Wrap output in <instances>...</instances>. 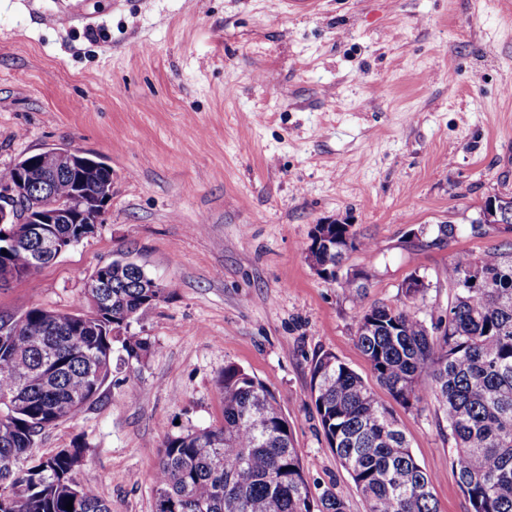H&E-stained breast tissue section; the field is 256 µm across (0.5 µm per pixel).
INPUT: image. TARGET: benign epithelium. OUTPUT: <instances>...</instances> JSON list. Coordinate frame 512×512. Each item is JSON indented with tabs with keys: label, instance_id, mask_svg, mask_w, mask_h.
I'll return each instance as SVG.
<instances>
[{
	"label": "benign epithelium",
	"instance_id": "1",
	"mask_svg": "<svg viewBox=\"0 0 512 512\" xmlns=\"http://www.w3.org/2000/svg\"><path fill=\"white\" fill-rule=\"evenodd\" d=\"M39 168L46 181L58 175L70 179L71 195L64 203H47L34 209H20L30 189L29 175ZM13 178L0 183V226L3 224L26 225L29 236H35L42 242L40 250L33 253L34 260L42 262L50 256L57 257L69 247L76 245L71 241L64 245L41 232L43 224H93L101 223L104 207L112 197V167L102 161L89 157L78 149L53 148L29 155L13 166ZM102 176L97 193L89 195L85 191L88 179Z\"/></svg>",
	"mask_w": 512,
	"mask_h": 512
}]
</instances>
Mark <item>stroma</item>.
Wrapping results in <instances>:
<instances>
[{"instance_id": "35a3bbf8", "label": "stroma", "mask_w": 512, "mask_h": 512, "mask_svg": "<svg viewBox=\"0 0 512 512\" xmlns=\"http://www.w3.org/2000/svg\"><path fill=\"white\" fill-rule=\"evenodd\" d=\"M50 148L101 157L112 197L94 234L0 288V313L88 312L85 281L122 255L165 297L131 326L147 358L114 362L32 455L82 441L112 512H153L162 444L222 422L235 364L280 401L310 481L366 512L324 437L312 361L332 353L390 396L306 247L315 225L353 224L375 244L344 263L369 275L362 305H403L418 274L422 313L447 308L457 254L512 248V224L474 221L512 195V0H0V170ZM439 224L459 232L414 238ZM394 412L438 476V512H469L442 414Z\"/></svg>"}]
</instances>
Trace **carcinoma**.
<instances>
[{"label":"carcinoma","mask_w":512,"mask_h":512,"mask_svg":"<svg viewBox=\"0 0 512 512\" xmlns=\"http://www.w3.org/2000/svg\"><path fill=\"white\" fill-rule=\"evenodd\" d=\"M512 224V196H491L472 223ZM60 240L81 224H47ZM373 244L350 224H318L307 253L356 302L361 273L337 279L349 253ZM34 244L0 238V276L37 277ZM105 302L76 314L31 307L0 315V512H112L97 492L76 442L34 460L46 429L96 400L112 376L115 344L142 361L153 344L128 334L163 298L137 263L120 257ZM448 307L421 317L423 288H407L400 308H355L356 345L376 380L404 408L431 405L455 440L452 467L470 512H512V251L458 254L448 265ZM314 405L329 448L364 498L367 512H437L435 474L412 454L393 410L331 353L311 366ZM224 420L170 436L154 475L155 512H347L332 488L312 491L288 419L268 385L229 364L218 380ZM72 503V510L66 509Z\"/></svg>","instance_id":"carcinoma-1"}]
</instances>
